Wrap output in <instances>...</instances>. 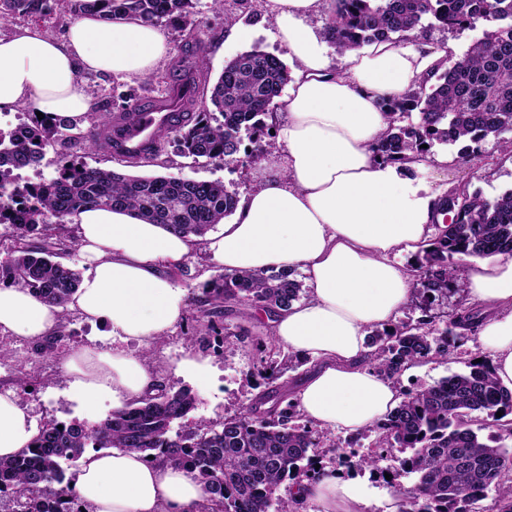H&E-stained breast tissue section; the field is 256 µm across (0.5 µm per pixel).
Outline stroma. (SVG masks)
Wrapping results in <instances>:
<instances>
[{
    "label": "stroma",
    "mask_w": 512,
    "mask_h": 512,
    "mask_svg": "<svg viewBox=\"0 0 512 512\" xmlns=\"http://www.w3.org/2000/svg\"><path fill=\"white\" fill-rule=\"evenodd\" d=\"M210 3L211 0H197L195 14L187 28L162 23L170 51L150 74L129 79L113 74L79 73L78 78L92 102L111 103L113 111L117 112L121 109L122 98L162 95L188 56L199 63L197 75L212 80L217 79L228 60L255 47L287 59L288 50L275 36L274 21L265 8L264 0H249L243 7L237 6L235 0H229L228 9L237 15V24L246 33L242 39L232 36L230 27L224 24L223 14L213 12ZM481 150L486 157V165L477 170L458 161V146L434 145L432 154H448L450 161L445 166L430 164L429 180L443 191L465 185L488 199L512 188V158L502 156L496 142L491 139L482 143ZM280 152L276 135L272 132L265 135L261 150L246 164L240 163L235 156L214 163L197 161L179 155L170 142L157 158L133 163L112 158L103 151L91 152L73 143L58 144L46 147L40 165L20 170L19 176L24 182L49 179L55 176L61 164L75 162L131 175L154 174L198 182H220L228 190L243 196L253 189L268 164ZM194 313L193 306H186L182 318L169 329L163 343L154 345L148 355L150 365L163 374L169 386L177 390L186 388L195 394L197 405L183 420L187 426L200 419L223 421L225 416L236 412L255 394V345L257 340L266 336V330L259 321H243L238 312L232 311L224 318L222 327L217 328L205 342L191 343L186 336L194 324ZM70 318V334L58 341L55 356L44 365L42 379L24 390L17 388L16 376L32 357L36 342L24 336L0 332V390L13 389L19 402L29 409L40 425L52 419L81 421L86 417V408L65 395L67 384L62 367L72 353L83 347L109 351L122 346L134 354L139 351L136 343L124 344L114 339L110 324L89 322L76 312L71 313ZM242 324L247 326L248 335H232V328ZM193 355L208 360L212 368L208 379L198 380L179 371V363ZM465 370V364L453 358L426 360L406 370L396 387L401 390L431 384Z\"/></svg>",
    "instance_id": "1"
}]
</instances>
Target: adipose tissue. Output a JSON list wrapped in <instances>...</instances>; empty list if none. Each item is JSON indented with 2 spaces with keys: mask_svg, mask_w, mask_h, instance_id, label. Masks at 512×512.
<instances>
[{
  "mask_svg": "<svg viewBox=\"0 0 512 512\" xmlns=\"http://www.w3.org/2000/svg\"><path fill=\"white\" fill-rule=\"evenodd\" d=\"M270 3L278 37L298 63L280 100L282 154L272 171L200 245L131 210H81L73 221L86 273L68 307L110 323L120 341L148 346L182 317L186 291L169 269L197 249L228 273L302 269L308 295L272 317V335L313 364L298 392L303 415L357 433L401 400L367 365L366 336L395 321L406 305L413 277L393 255L425 239L439 197L419 175L426 161L403 166L372 152L388 125L378 102L414 88L443 53L415 40L377 42L346 53L347 68L337 75L327 36L309 22L325 0ZM169 50L157 26L109 21L93 11L60 41L20 30L0 38V112L28 104L48 118L81 119L92 104L79 71L140 77ZM465 266L468 292L485 311L480 346L491 353L499 381L512 388V257H469ZM59 324L58 308L29 289L0 288V330L38 339ZM63 372L69 396L90 408L101 402L123 408L164 382L145 357L122 349H80ZM37 433L15 393L0 392V457L19 454ZM70 493L84 512H199L205 500L202 484L185 470L117 449L86 450ZM302 496L322 512H363L374 491L330 475Z\"/></svg>",
  "mask_w": 512,
  "mask_h": 512,
  "instance_id": "1",
  "label": "adipose tissue"
}]
</instances>
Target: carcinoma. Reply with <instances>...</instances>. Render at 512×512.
Here are the masks:
<instances>
[{
  "label": "carcinoma",
  "instance_id": "carcinoma-1",
  "mask_svg": "<svg viewBox=\"0 0 512 512\" xmlns=\"http://www.w3.org/2000/svg\"><path fill=\"white\" fill-rule=\"evenodd\" d=\"M61 4L75 16L98 10L108 20L133 18L187 26L195 0H0V23L21 16L39 18ZM324 28L340 53L379 41H401L440 27L461 30L483 24L482 35L451 65L441 60L417 88L381 109L388 127L372 144L382 159L402 163L407 153H430L436 143H464L463 163L484 162L479 145L493 139L512 153V0H328ZM290 81L286 65L254 48L227 61L210 89L209 101L194 120L175 130L180 154L219 162L237 154L243 135L256 136L268 124L275 101ZM89 128L73 133V121L37 115L19 130L0 129V224L14 231L12 248L0 257V283L31 290L61 308L58 334L43 340L34 363L51 356L67 335V303L81 273L57 261L79 246L71 217L87 206L127 207L149 222H161L185 236L204 238L239 202L220 183L164 176H132L86 165L62 166L38 184H21L15 172L40 164L53 143L98 145L93 132L106 119L97 109ZM435 232L415 254L414 271L421 315L399 320L369 335L366 363L382 377L399 381L409 367L433 358L466 355L468 371L402 391L386 420L364 429L374 435L367 451L345 452L341 442L301 422L298 401L288 393L286 360L269 336L257 342L254 369L260 391L219 424L175 426L196 405V396L164 384L148 398L114 410L92 426L55 419L42 425L33 445L12 458H0V497L13 512H81L69 498L70 480L62 463L79 460L88 448H118L162 458L188 470L203 484L205 512H295L300 501L275 495L327 474L322 458L340 456L360 470L387 474L399 497L398 512H475L472 505L495 487L496 512H512V390L495 377L485 355L468 351L482 318L478 307L437 312L461 292V256L512 255V189L492 200L467 187L441 195ZM303 290L295 269L222 273L194 297L198 316L192 339L203 341L223 318L227 304L252 319L287 308ZM493 427L487 438L479 432ZM411 450L399 458L393 450ZM414 476L404 487L400 478Z\"/></svg>",
  "mask_w": 512,
  "mask_h": 512
}]
</instances>
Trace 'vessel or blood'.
<instances>
[{
	"mask_svg": "<svg viewBox=\"0 0 512 512\" xmlns=\"http://www.w3.org/2000/svg\"><path fill=\"white\" fill-rule=\"evenodd\" d=\"M188 95V90L177 84L164 97L142 98L135 113L111 114L96 129L95 138L118 159L137 161L150 156L165 133L184 124Z\"/></svg>",
	"mask_w": 512,
	"mask_h": 512,
	"instance_id": "obj_1",
	"label": "vessel or blood"
}]
</instances>
